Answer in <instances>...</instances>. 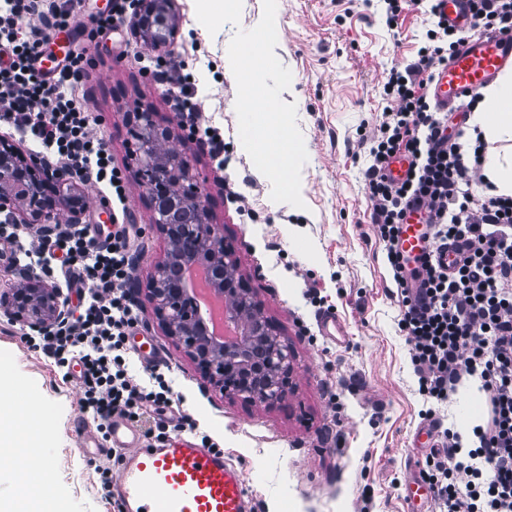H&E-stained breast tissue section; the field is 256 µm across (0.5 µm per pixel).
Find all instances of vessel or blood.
Returning <instances> with one entry per match:
<instances>
[{"mask_svg": "<svg viewBox=\"0 0 512 512\" xmlns=\"http://www.w3.org/2000/svg\"><path fill=\"white\" fill-rule=\"evenodd\" d=\"M438 10L465 34L457 53L436 75L432 92L446 107L463 108L471 96L512 69V32L476 33L466 0H437ZM426 227L417 218L403 225L399 247L409 258L427 247ZM113 447L126 449L111 494L124 512H250L240 470L221 453L192 441L143 446L139 431L124 418L110 423Z\"/></svg>", "mask_w": 512, "mask_h": 512, "instance_id": "vessel-or-blood-1", "label": "vessel or blood"}]
</instances>
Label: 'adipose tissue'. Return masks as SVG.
<instances>
[{
	"label": "adipose tissue",
	"mask_w": 512,
	"mask_h": 512,
	"mask_svg": "<svg viewBox=\"0 0 512 512\" xmlns=\"http://www.w3.org/2000/svg\"><path fill=\"white\" fill-rule=\"evenodd\" d=\"M474 122L491 141H512V75L485 90ZM42 426L30 414L28 399L0 384V481L21 483V493L0 497V512H56L36 464L21 466L26 449L40 442Z\"/></svg>",
	"instance_id": "1"
}]
</instances>
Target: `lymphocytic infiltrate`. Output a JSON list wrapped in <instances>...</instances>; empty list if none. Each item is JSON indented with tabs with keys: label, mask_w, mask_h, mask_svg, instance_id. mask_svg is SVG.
<instances>
[{
	"label": "lymphocytic infiltrate",
	"mask_w": 512,
	"mask_h": 512,
	"mask_svg": "<svg viewBox=\"0 0 512 512\" xmlns=\"http://www.w3.org/2000/svg\"><path fill=\"white\" fill-rule=\"evenodd\" d=\"M33 17L37 25L23 36L18 21ZM74 18L69 0H0V122L79 178L105 184L121 201L127 177L74 94L84 58L68 55L51 80L38 68L41 44ZM434 24L417 61L386 76L387 106L365 172L370 219L398 287V327L422 395L447 401L469 377L488 395L473 445L444 430L441 447L425 458L422 479L439 512H512V196L483 191L487 142L480 135L465 142L449 136L447 114L431 105L433 73L463 40L442 18ZM403 152L411 162L406 178L395 183L386 170L390 158ZM412 209L425 210L433 250L409 275L396 240ZM136 232L135 225L118 224L97 240L77 230L37 238L27 251L32 259L51 250L63 253L61 271L83 310L40 337L38 347L58 364L77 361L83 405L104 423L115 413L139 423L147 410L162 412L172 401L161 375H154L156 387L148 391L133 381L125 363L127 336L138 323L126 292L129 242Z\"/></svg>",
	"instance_id": "lymphocytic-infiltrate-1"
}]
</instances>
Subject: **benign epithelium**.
I'll return each mask as SVG.
<instances>
[{"label": "benign epithelium", "mask_w": 512, "mask_h": 512, "mask_svg": "<svg viewBox=\"0 0 512 512\" xmlns=\"http://www.w3.org/2000/svg\"><path fill=\"white\" fill-rule=\"evenodd\" d=\"M176 0H138L134 28L151 49L168 46L177 34ZM134 139V178L149 198L151 224L169 249L150 274L144 294L155 318L200 368L210 386L226 396L274 405L292 389L293 353L265 313L264 301L236 273L234 248L224 241L221 224L210 221L193 168L178 151L160 149L169 139L152 112H129ZM85 196L59 171L37 156L27 157L0 141V212L13 224H48L67 211L78 222ZM201 262L222 296L242 336L220 341L199 316L190 288L171 275L174 264ZM0 314L33 331L46 332L67 316L57 288L34 272L0 293Z\"/></svg>", "instance_id": "obj_1"}]
</instances>
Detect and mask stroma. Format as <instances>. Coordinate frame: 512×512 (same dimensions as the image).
<instances>
[{"instance_id": "obj_1", "label": "stroma", "mask_w": 512, "mask_h": 512, "mask_svg": "<svg viewBox=\"0 0 512 512\" xmlns=\"http://www.w3.org/2000/svg\"><path fill=\"white\" fill-rule=\"evenodd\" d=\"M107 0H78L77 23L57 33L49 51L83 49L90 60L83 98L93 129L112 161L131 170L133 139L125 115L147 109L169 129L173 146L191 162L210 201L213 223L236 251L240 276L249 279L294 353V390L272 406L246 403L214 391L194 362L159 326L144 299L137 333L149 336L161 367L127 354L131 374L148 384L153 370L171 383V412L194 422L224 459L238 468L252 512H407V485L419 478L426 448L414 437L427 402L418 392L410 347L397 323L396 285L384 245L370 220L364 173L372 130L387 105L383 81L391 68L417 58L429 27L424 6L404 4L394 23L384 0H277L274 49L292 73L281 98L296 104L308 160L301 172L304 208L272 201L269 180L253 165L239 138L237 85L225 55L237 29L260 21L262 0H243L239 25L209 34L194 0H176L179 31L164 56L190 77L202 123L218 127L227 160L216 166L206 144L187 139L173 99L176 85L152 77V51L124 20L118 29L89 39L94 16ZM251 203L238 211L228 193ZM79 219L88 236L115 222L112 200L85 186ZM126 217L140 233L134 242L130 285L145 288L154 264L169 248L151 227L142 187L130 181ZM35 229L18 225L0 242V291L17 287L26 269L22 247ZM335 314L344 333L324 337L319 320ZM20 324L0 316V375L25 392L43 421L34 454L51 472L49 493L62 512H121L101 489L100 471L118 475L125 451L81 407L78 365L64 370L33 351ZM460 384L436 404L442 427L471 433L485 413Z\"/></svg>"}]
</instances>
